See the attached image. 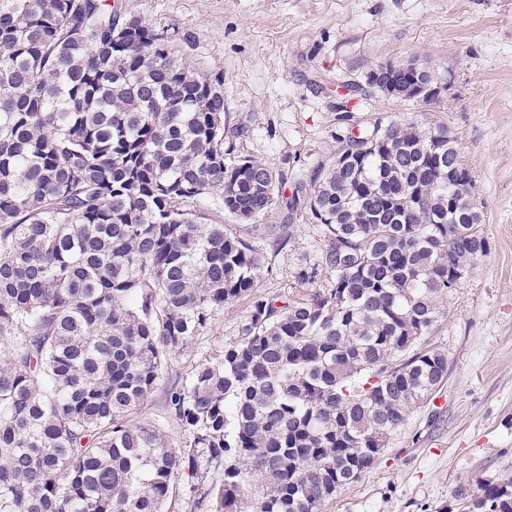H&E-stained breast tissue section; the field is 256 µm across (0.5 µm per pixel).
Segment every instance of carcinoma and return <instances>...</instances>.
<instances>
[{"instance_id": "carcinoma-1", "label": "carcinoma", "mask_w": 512, "mask_h": 512, "mask_svg": "<svg viewBox=\"0 0 512 512\" xmlns=\"http://www.w3.org/2000/svg\"><path fill=\"white\" fill-rule=\"evenodd\" d=\"M107 0H0V512H322L373 468L448 375L425 346L453 274L485 255L475 178L445 125L340 113L342 167L285 178L224 141V76ZM342 100L370 83L343 85ZM248 222L278 206L326 241L252 297L264 256L197 204ZM239 338L166 391L192 441L129 411L224 305ZM512 512V481L460 486L439 512ZM172 496L168 501L170 512H191L196 479L186 470L175 474L172 480Z\"/></svg>"}]
</instances>
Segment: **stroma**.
Returning <instances> with one entry per match:
<instances>
[{
  "label": "stroma",
  "instance_id": "35a3bbf8",
  "mask_svg": "<svg viewBox=\"0 0 512 512\" xmlns=\"http://www.w3.org/2000/svg\"><path fill=\"white\" fill-rule=\"evenodd\" d=\"M123 9L174 34L179 57L224 76L227 129H243L239 154L288 181L331 162L343 131L337 88L364 82L389 61L430 67L443 90L431 102L378 94L354 110L363 124L399 118L453 130L476 179L490 242L458 287L427 344L448 357V378L413 406L378 464L339 490L324 512H439L459 486L512 471V0H121ZM266 258L258 296L299 290L301 269L325 241L301 213L274 208L240 224L208 210ZM287 238L275 250L276 237ZM243 299L215 313L194 343L167 360L187 376L239 337ZM166 386L130 411L163 429L172 446L190 436L165 409Z\"/></svg>",
  "mask_w": 512,
  "mask_h": 512
}]
</instances>
